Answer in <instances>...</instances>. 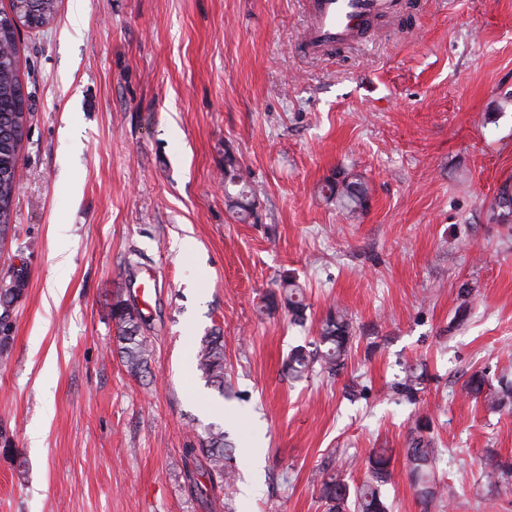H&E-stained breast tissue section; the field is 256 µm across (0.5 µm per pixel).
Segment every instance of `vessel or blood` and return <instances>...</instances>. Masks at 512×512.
<instances>
[{
  "label": "vessel or blood",
  "instance_id": "b4317fda",
  "mask_svg": "<svg viewBox=\"0 0 512 512\" xmlns=\"http://www.w3.org/2000/svg\"><path fill=\"white\" fill-rule=\"evenodd\" d=\"M311 24L302 38L310 53L349 42L367 21L391 15L398 0H308Z\"/></svg>",
  "mask_w": 512,
  "mask_h": 512
}]
</instances>
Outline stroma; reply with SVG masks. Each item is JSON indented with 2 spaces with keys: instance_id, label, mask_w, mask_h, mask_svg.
Masks as SVG:
<instances>
[{
  "instance_id": "1",
  "label": "stroma",
  "mask_w": 512,
  "mask_h": 512,
  "mask_svg": "<svg viewBox=\"0 0 512 512\" xmlns=\"http://www.w3.org/2000/svg\"><path fill=\"white\" fill-rule=\"evenodd\" d=\"M302 0H62L21 32L32 95L0 288V512H322L324 473L393 453V512H420L403 450L431 422L452 512H512L479 481L512 457V415L461 395L512 377V0H411L351 47L298 45ZM256 190L243 223L224 153ZM361 174L349 214L319 196ZM307 320L263 312L280 276ZM149 371L117 352L116 296L140 299ZM354 340L335 377L281 373L329 309ZM221 329L230 398L195 366ZM425 371L414 400L393 387ZM237 480L208 503L185 448L209 424Z\"/></svg>"
}]
</instances>
